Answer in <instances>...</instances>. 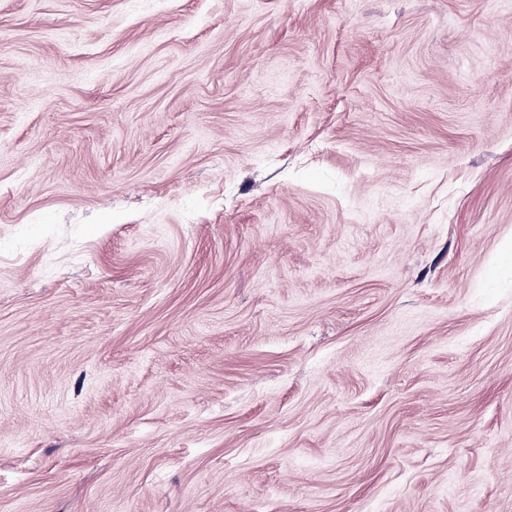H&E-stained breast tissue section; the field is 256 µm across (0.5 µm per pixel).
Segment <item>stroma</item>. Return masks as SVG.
Wrapping results in <instances>:
<instances>
[{"instance_id": "stroma-1", "label": "stroma", "mask_w": 512, "mask_h": 512, "mask_svg": "<svg viewBox=\"0 0 512 512\" xmlns=\"http://www.w3.org/2000/svg\"><path fill=\"white\" fill-rule=\"evenodd\" d=\"M0 512H512V0H0Z\"/></svg>"}]
</instances>
